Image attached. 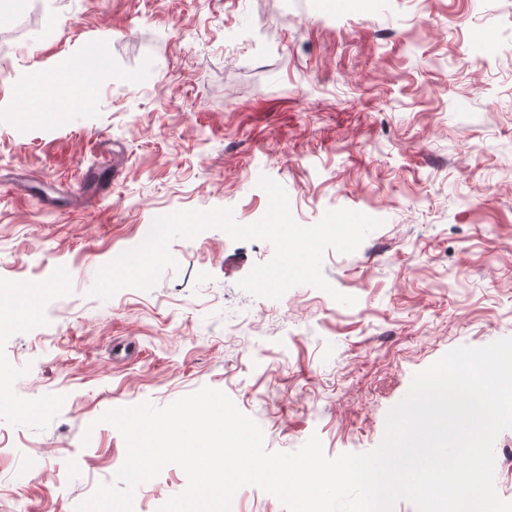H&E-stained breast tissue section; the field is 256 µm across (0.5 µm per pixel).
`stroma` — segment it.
Returning <instances> with one entry per match:
<instances>
[{
	"label": "stroma",
	"instance_id": "35a3bbf8",
	"mask_svg": "<svg viewBox=\"0 0 512 512\" xmlns=\"http://www.w3.org/2000/svg\"><path fill=\"white\" fill-rule=\"evenodd\" d=\"M95 47L93 104L22 121L19 85ZM264 175L299 224L381 219L324 254L355 306L243 291L273 246L218 229L154 289L90 296L157 216L261 219ZM33 284L35 317L0 322V512H74L125 459L100 415L204 387L267 451L376 448L416 373L512 337V0H0V285ZM186 485L167 465L133 512Z\"/></svg>",
	"mask_w": 512,
	"mask_h": 512
}]
</instances>
